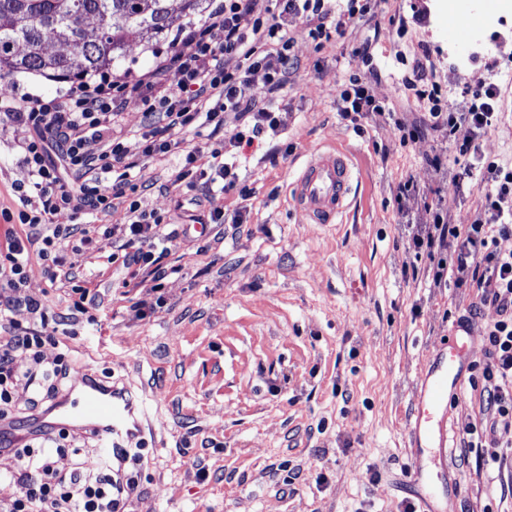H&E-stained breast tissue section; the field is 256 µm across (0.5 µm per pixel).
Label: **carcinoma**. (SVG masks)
I'll return each instance as SVG.
<instances>
[{"label":"carcinoma","mask_w":512,"mask_h":512,"mask_svg":"<svg viewBox=\"0 0 512 512\" xmlns=\"http://www.w3.org/2000/svg\"><path fill=\"white\" fill-rule=\"evenodd\" d=\"M204 12L207 0H0V79L16 72L51 78H81L118 65L130 36L159 37L168 30L172 13ZM91 16L97 28L83 27ZM71 47L49 54L46 43Z\"/></svg>","instance_id":"obj_1"}]
</instances>
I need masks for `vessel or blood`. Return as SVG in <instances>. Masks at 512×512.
Returning a JSON list of instances; mask_svg holds the SVG:
<instances>
[{
	"mask_svg": "<svg viewBox=\"0 0 512 512\" xmlns=\"http://www.w3.org/2000/svg\"><path fill=\"white\" fill-rule=\"evenodd\" d=\"M354 174L347 155L338 149L313 156L294 179L289 203L312 224H332L348 205ZM465 336L452 333L448 348L430 362L410 417L414 443L434 438L446 447V435L435 432L451 397L458 394L467 359ZM148 410L127 383L105 381L85 371L78 374L67 395L45 414L33 418L0 421V441L23 440L47 429L87 431L104 450L120 453L146 435Z\"/></svg>",
	"mask_w": 512,
	"mask_h": 512,
	"instance_id": "vessel-or-blood-1",
	"label": "vessel or blood"
}]
</instances>
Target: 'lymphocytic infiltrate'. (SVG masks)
Returning <instances> with one entry per match:
<instances>
[{"instance_id": "lymphocytic-infiltrate-1", "label": "lymphocytic infiltrate", "mask_w": 512, "mask_h": 512, "mask_svg": "<svg viewBox=\"0 0 512 512\" xmlns=\"http://www.w3.org/2000/svg\"><path fill=\"white\" fill-rule=\"evenodd\" d=\"M381 0H224L201 24L179 31L177 46L156 51L157 65L145 72L129 71L114 77L100 72L80 81L63 96L44 99L17 94L15 87L0 92V125L23 128L21 159L28 182L17 187L20 209L0 212L6 223H19L24 233H9L0 248V324L8 326L0 336V421L36 416L48 411L70 387L75 374L70 351L61 339L60 321L38 299L22 298L26 268L32 255L44 262L49 282L67 278L73 283L70 308L96 324L93 309L101 299L91 280H77L65 271L66 253L80 255L95 249L106 232L98 224H60V215L109 214L123 210L124 243L104 255L106 265L121 269L126 288L145 289L148 297L134 303L137 316L154 313L164 303L166 279L173 274L165 258L179 236L172 220L141 210L133 200L135 171L142 161L178 154L182 164L171 177L168 192L176 198L210 202L216 193L236 192L250 199L251 188L242 183L235 163L227 162L225 147L246 151L263 139H273L269 160L288 157L293 144L280 141L286 118L275 101L287 87L295 68L289 19H302L313 40L344 39L352 24L375 17ZM238 58L228 68L227 58ZM180 74L177 86L166 80L168 68ZM263 71L264 85L255 88L251 76ZM416 96L431 107L411 124H399L401 139L410 142L425 132L444 129L455 133L468 126L474 138L458 147L468 159L464 177L479 173L487 184L484 218L469 224L452 223L435 198L420 193L413 179L398 184L397 206L416 200L426 218L414 244L429 261L434 287L454 284L471 288L475 304L495 310L497 320L485 330V356L477 365L481 381L485 425L489 429L512 428V252L498 250L497 241L512 236V165L480 153L475 137L498 117L497 89L478 88L464 109L445 110L423 66H415ZM141 101L143 121L136 131L125 130L121 116L130 101ZM341 119L356 122L365 113L384 115L370 93L369 83L352 75L336 95ZM207 135L220 149L202 157L187 145L188 135ZM211 224L224 221V210L212 206ZM25 308L39 329L12 319ZM53 345L57 354L45 361L43 349ZM29 366L18 370V354ZM26 394L19 405L18 394ZM94 437L48 429L20 444L5 442L1 451L13 456L18 468L7 480L19 487L0 512H126L128 499L139 486V448L124 452L125 463L116 467L112 457L100 454L95 468L83 458L98 452ZM68 455L72 465L58 469L57 457Z\"/></svg>"}]
</instances>
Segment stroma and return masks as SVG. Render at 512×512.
I'll list each match as a JSON object with an SVG mask.
<instances>
[{"mask_svg":"<svg viewBox=\"0 0 512 512\" xmlns=\"http://www.w3.org/2000/svg\"><path fill=\"white\" fill-rule=\"evenodd\" d=\"M482 38L466 44L448 34L447 0H383L375 26H352L349 44L367 40L370 59L316 45L303 22L289 23L299 62L283 95L284 139L295 147L277 164L253 152L240 176L254 194L217 197L225 215L248 210L243 224L188 230L171 248L178 271L165 283V305L137 318L134 295L121 274L95 253L79 257L98 289L97 325L72 319L66 343L79 365L112 372L143 394L155 430L140 465L129 512H404L418 492L441 493L443 512H512V478L465 447L480 425L478 391L463 385L444 411L449 445L412 448L408 418L431 357L446 346L455 325L469 334L470 365L482 361L485 329L497 314L470 312L469 288H433L414 277L420 261L409 239L422 214L416 202L398 208L393 194L406 177L440 189L453 222L480 212V179L454 181L463 171L454 139L435 133L402 143L397 122L411 123L429 103L417 99L412 66L422 62L449 109L465 106L470 89L500 85L497 123L479 140L481 153L512 162V85L499 82L512 68V9L505 17H474ZM187 17L174 13L163 36L130 38L123 69L155 67L154 49H169ZM367 75L390 119L336 112V92L350 75ZM25 132L0 129V209L17 210L12 186L26 182L18 147ZM341 148L354 166L349 205L337 223H306L289 204L288 185L315 153ZM442 155V167L431 160ZM177 158L142 162V210L167 214L164 187ZM68 283H49L31 257L21 295L53 311L68 306ZM429 478L409 486L415 468Z\"/></svg>","mask_w":512,"mask_h":512,"instance_id":"obj_1","label":"stroma"}]
</instances>
